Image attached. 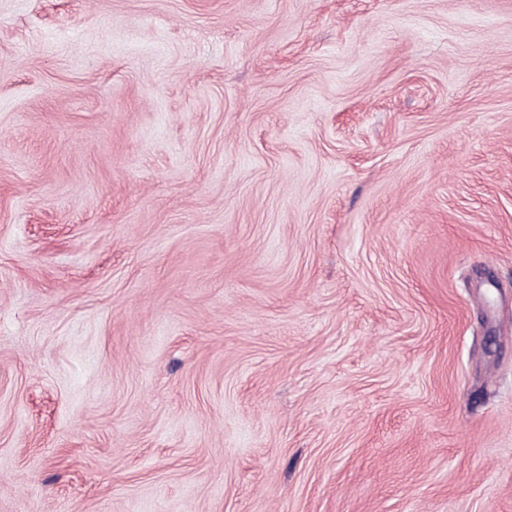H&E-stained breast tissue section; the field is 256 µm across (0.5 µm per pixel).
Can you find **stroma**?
I'll return each instance as SVG.
<instances>
[{
	"mask_svg": "<svg viewBox=\"0 0 512 512\" xmlns=\"http://www.w3.org/2000/svg\"><path fill=\"white\" fill-rule=\"evenodd\" d=\"M0 512H512V0H0Z\"/></svg>",
	"mask_w": 512,
	"mask_h": 512,
	"instance_id": "35a3bbf8",
	"label": "stroma"
}]
</instances>
